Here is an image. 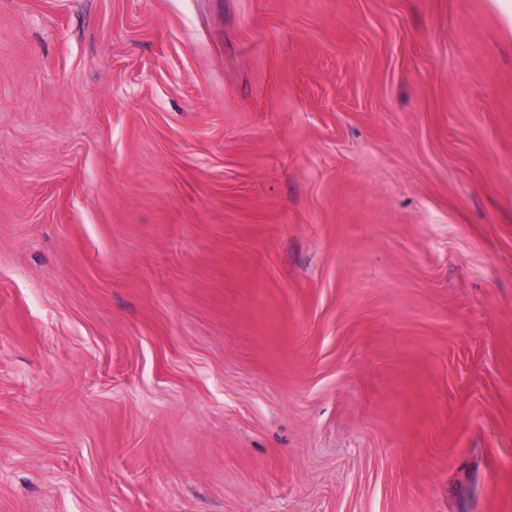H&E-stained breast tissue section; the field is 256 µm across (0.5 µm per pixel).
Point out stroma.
<instances>
[{
    "mask_svg": "<svg viewBox=\"0 0 512 512\" xmlns=\"http://www.w3.org/2000/svg\"><path fill=\"white\" fill-rule=\"evenodd\" d=\"M0 512H512L496 0H0Z\"/></svg>",
    "mask_w": 512,
    "mask_h": 512,
    "instance_id": "1",
    "label": "stroma"
}]
</instances>
